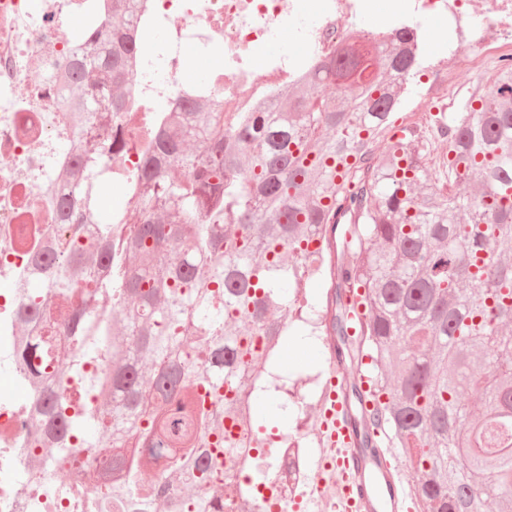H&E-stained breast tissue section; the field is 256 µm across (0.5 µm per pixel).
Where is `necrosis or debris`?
I'll use <instances>...</instances> for the list:
<instances>
[{"mask_svg":"<svg viewBox=\"0 0 512 512\" xmlns=\"http://www.w3.org/2000/svg\"><path fill=\"white\" fill-rule=\"evenodd\" d=\"M372 0H137L128 17L136 50L131 87L123 111L112 125L126 141L147 143L169 113L192 102H218L225 125L244 112L268 107L274 91L336 56L349 32L384 40L402 30H416L431 17L446 20L448 36L425 67L418 97L420 112L433 139L443 129L431 118L459 110L476 82L512 57V0H390L380 26L363 28ZM112 17V0H0V363H12L20 323L34 333L64 327L28 291L38 273L31 240L43 229L58 250L68 246L70 225L57 222L47 201L60 186L58 171L75 164L68 149L72 126L59 103L56 77L71 55L87 51L88 32H101ZM290 29L295 51L258 55L275 32ZM203 56L214 66L207 80L189 78L191 58ZM120 191L115 213L129 218L136 206L131 188L140 177L141 157L128 152L123 165L111 154L101 159ZM37 426L31 403L0 391V512H102L105 490L87 488L82 475L101 457L91 448L74 452L78 477L61 481L58 471L35 465ZM266 454L278 466L272 480L254 483L251 474L236 475L249 487L257 512H336V498L319 494L313 483V460L335 454L323 439L293 433L277 438Z\"/></svg>","mask_w":512,"mask_h":512,"instance_id":"obj_1","label":"necrosis or debris"}]
</instances>
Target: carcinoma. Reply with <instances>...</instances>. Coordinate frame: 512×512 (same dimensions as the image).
I'll list each match as a JSON object with an SVG mask.
<instances>
[{"mask_svg":"<svg viewBox=\"0 0 512 512\" xmlns=\"http://www.w3.org/2000/svg\"><path fill=\"white\" fill-rule=\"evenodd\" d=\"M132 7L112 0L106 37L60 77L77 163L59 175L55 219L73 234L41 285L66 340L51 371L30 330L18 359L42 464L72 457L75 440L103 454L88 479L112 512H239L249 496L214 457L272 475L246 412L259 392L289 393L267 364L296 319L331 329L340 363L372 360L368 389L346 395L348 422L370 457L401 450L413 505L499 507L512 496V62L440 118L441 177L421 127L379 156L366 147L396 123L416 64L400 31L372 45L379 70L351 90L361 53L344 43L232 128L204 102L171 113L142 154L133 223L98 224V159L125 149L108 114L129 91ZM471 180L478 192L456 190ZM326 276L333 309L302 317L305 284ZM66 376L99 402L63 395Z\"/></svg>","mask_w":512,"mask_h":512,"instance_id":"obj_1","label":"carcinoma"}]
</instances>
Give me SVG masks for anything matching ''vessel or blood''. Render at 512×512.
<instances>
[{
  "label": "vessel or blood",
  "instance_id": "vessel-or-blood-1",
  "mask_svg": "<svg viewBox=\"0 0 512 512\" xmlns=\"http://www.w3.org/2000/svg\"><path fill=\"white\" fill-rule=\"evenodd\" d=\"M348 403L344 396L333 395L326 416L324 432L337 448L331 477H318L317 489H324L327 479H334L336 487L346 503V512H377L382 487L392 486L393 472L390 465L377 469L376 477H369V467L357 448L356 438L344 417Z\"/></svg>",
  "mask_w": 512,
  "mask_h": 512
}]
</instances>
